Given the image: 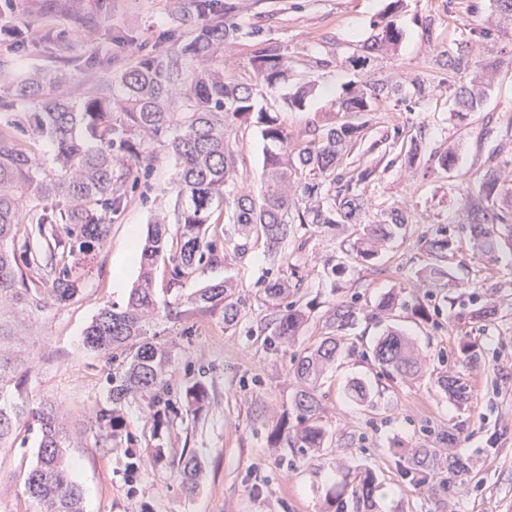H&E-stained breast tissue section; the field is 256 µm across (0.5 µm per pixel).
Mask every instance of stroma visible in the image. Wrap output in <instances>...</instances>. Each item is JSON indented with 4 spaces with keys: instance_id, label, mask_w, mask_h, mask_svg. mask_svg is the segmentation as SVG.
I'll use <instances>...</instances> for the list:
<instances>
[{
    "instance_id": "stroma-1",
    "label": "stroma",
    "mask_w": 512,
    "mask_h": 512,
    "mask_svg": "<svg viewBox=\"0 0 512 512\" xmlns=\"http://www.w3.org/2000/svg\"><path fill=\"white\" fill-rule=\"evenodd\" d=\"M236 42L224 52V72L243 83L253 80L256 49L253 30L290 57L292 71L276 91L266 93L292 146L310 142V129L325 131L352 120L369 138L354 146L336 168L349 179L357 165L377 167L367 188L369 220L405 213L403 235L383 246L373 264L349 263L332 275L329 260L339 259L346 239L340 232L294 226L272 263L263 240H252L244 257H235L227 224L210 225L214 255L204 256L180 288L169 286L171 264L158 261L153 284L159 300L171 302L172 315L160 316L159 341L173 348L166 381L173 410L161 436L153 434L150 397L128 398L119 437L93 425L107 406L111 356L84 348L82 338L100 309L123 306L140 274L139 260H125L129 241H142L157 218L172 216L177 190L174 162L163 143L121 151L133 173L124 201L103 246L78 275V294L70 301L23 309L0 300V354L17 370L19 388L0 393V405L25 403L45 408L67 431L66 454L75 463L84 512H336L333 490L357 469L371 470L378 484L361 512H512V248L491 258L475 251L469 232L460 228L467 193L489 169L512 161V27L499 29L491 43L471 33L474 22H495L490 0H404L393 20L402 32L397 50L378 60L372 77L402 85L401 94L377 101L352 117L337 110L345 86L358 75L344 64L361 52L390 0H232ZM183 0H16L12 24L27 30L18 50L0 48V69L67 77L66 89L81 98L109 75L150 51L176 48L196 33L183 18ZM468 46L473 61L494 64V84L477 112L451 116L450 92L459 77L445 63L448 49ZM314 81L305 110L285 102L297 84ZM423 82L424 98L412 95ZM421 134L424 150L418 167H408L398 152L370 150L377 139L403 142ZM452 150L451 170L439 168L433 155ZM237 176L245 188H264L263 140L255 124L237 127ZM453 238L446 269L449 283L491 306L482 321L449 319L433 282L423 271L432 258L427 241L438 226ZM294 270L293 297L312 304L308 320L285 345L267 346L264 330L270 309L262 290L281 268ZM233 279L248 303L234 322L223 310H195L188 298L199 288ZM404 299L386 321L368 312L386 294ZM425 304L428 319L417 317ZM355 304L360 314L346 333L336 330L337 306ZM401 331L411 342L422 370L413 377L383 370L372 347L388 331ZM337 337L342 351L326 365L316 388L321 423L328 438L315 452L274 448L270 434L287 421L296 427L294 396L299 383L293 364L326 337ZM469 339L478 355L463 360L459 343ZM458 378L468 388L464 403L449 400L442 378ZM364 381L372 399L348 396L354 380ZM202 383L208 397L188 412L184 389ZM451 438L435 443L436 433ZM41 439L38 425H19L0 442V512H41L24 489L35 465ZM141 458L138 493L129 496L127 447ZM165 450L163 459L153 447ZM438 447L442 458L469 459L471 474L447 486V473L415 481L405 470L418 449ZM196 456L201 462L194 486H186L173 460Z\"/></svg>"
}]
</instances>
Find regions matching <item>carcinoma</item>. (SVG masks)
<instances>
[{
  "instance_id": "obj_1",
  "label": "carcinoma",
  "mask_w": 512,
  "mask_h": 512,
  "mask_svg": "<svg viewBox=\"0 0 512 512\" xmlns=\"http://www.w3.org/2000/svg\"><path fill=\"white\" fill-rule=\"evenodd\" d=\"M211 0H189L187 16L207 24L165 55L146 53L136 59L118 77L94 87L83 98L68 96L65 78H45L19 73L10 81L0 105L7 111H22L18 119L6 124L16 131L10 136L0 132V297L11 296L21 307L38 308L64 303L78 292L75 280L62 265L65 256L79 265L92 251L102 246L112 215L123 201L121 189L131 170L117 163L115 153L130 149L136 142H162L171 153L176 169L177 208L175 236L160 222L148 229L140 250L142 274L122 308L107 306L88 328L84 344L95 352L112 356L117 363L112 373V408L97 411L94 425L101 432L117 434L123 427L120 410L129 397L152 394L163 385L171 350L149 341L151 327L160 312L171 313L168 302H160L152 284L157 261L172 264L171 286H178L195 269L196 259L210 248L206 241L208 224L214 216H224L233 225L237 239L236 256L249 250L251 237L264 239L269 256L278 257L281 245L292 225H314L334 229L352 224L356 230L348 236L346 257L363 263L378 255L382 243L396 238L407 220L399 210L389 218L366 222L368 209L365 191L359 186L374 180L375 167L361 169L347 183L330 191L326 182L336 183L332 175L338 156L363 139V127L344 122L330 128L319 140L298 151L288 150V133L277 117L259 100L262 91H273L288 79L291 61L280 48L257 37L258 48L251 62L254 83L244 84L224 75V47L233 43L238 31L231 22V7H224V19L211 17ZM376 33L362 55L347 58L354 69H365L379 55L397 49L402 33L393 21L382 16ZM448 66L466 77L453 93L454 115H466L480 109L486 91L492 86L489 70L473 66L468 50L460 45L448 51ZM314 85L306 82L286 98L289 108L303 111ZM399 92V87L365 78L346 89L337 102L338 111L365 112L373 102ZM254 122L260 127L264 145L265 189L259 196L236 183L237 124ZM46 139L53 151V173H44L35 157L19 148L18 139ZM422 134L410 137L406 161L414 167L422 153ZM506 162L485 172L468 202L470 222L477 249L494 257L502 241L512 242V172ZM69 201V208L56 211L52 201L58 196ZM32 224L43 246L31 254L36 270L32 281L16 263L14 252L4 243L15 240L18 225ZM452 242L448 231L439 230L428 242L434 263L432 280L445 276L444 263ZM291 290L283 275L263 289L264 305L274 310L272 338L286 343L307 320L311 307L284 303ZM231 280L206 285L190 298L201 311L224 310V321H234L245 301L233 299ZM340 330L355 325L353 306H340L334 313ZM339 345L334 337L325 338L317 348L300 356L296 375L301 389L294 408L299 426L292 433L277 428L271 443L289 448H322L327 433L320 423L319 403L311 389L323 366L336 359ZM377 363L400 373H416L421 364L408 339L391 330L372 349ZM449 398L458 403L468 399L467 386L458 379L442 380ZM207 398L201 383L186 389L188 407L199 406ZM27 418L39 425L42 439L35 467L27 474L25 487L42 505V512H83L82 497L67 464L66 431L55 416L31 409ZM199 462L190 456L178 460L177 470L185 484H192ZM416 467L427 471L448 469L452 480L471 472L464 458L445 460L435 448L420 450ZM343 491L349 492L354 512L372 499L375 476L369 470L346 475Z\"/></svg>"
}]
</instances>
